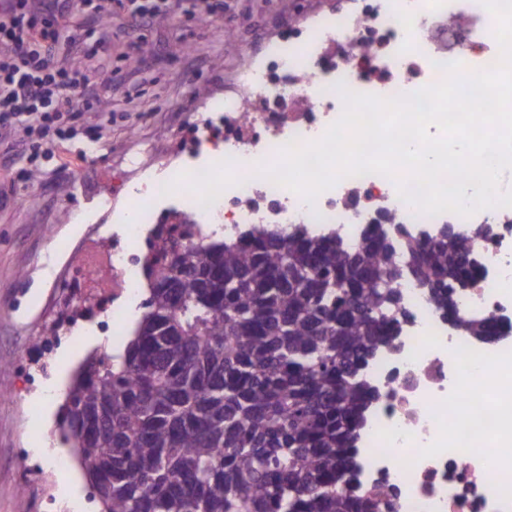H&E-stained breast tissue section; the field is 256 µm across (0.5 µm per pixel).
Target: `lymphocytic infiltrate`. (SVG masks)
Instances as JSON below:
<instances>
[{
	"label": "lymphocytic infiltrate",
	"mask_w": 512,
	"mask_h": 512,
	"mask_svg": "<svg viewBox=\"0 0 512 512\" xmlns=\"http://www.w3.org/2000/svg\"><path fill=\"white\" fill-rule=\"evenodd\" d=\"M73 6L93 12L104 25L116 9L142 19L164 8L162 0H12L0 11V129L18 134L30 162L89 134L74 121L93 92L85 66L59 63L50 51L61 42L80 44L75 29L59 24Z\"/></svg>",
	"instance_id": "obj_1"
}]
</instances>
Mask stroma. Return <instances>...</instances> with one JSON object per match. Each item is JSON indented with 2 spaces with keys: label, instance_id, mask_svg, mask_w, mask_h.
<instances>
[{
  "label": "stroma",
  "instance_id": "obj_1",
  "mask_svg": "<svg viewBox=\"0 0 512 512\" xmlns=\"http://www.w3.org/2000/svg\"><path fill=\"white\" fill-rule=\"evenodd\" d=\"M320 3L231 0V12L198 18L184 13L181 0H168L164 13L145 20L115 14L108 38L91 14L71 17L84 39L77 56L93 84L112 86L79 118L100 127L102 139L32 164L18 156L13 137L0 138V512H42L22 484L17 458L28 455L38 469L45 458L35 446L69 454L56 430L46 429L44 406L60 405L77 360L96 348L116 352L108 338L89 345L99 332L93 322L80 334L44 339L66 306L71 254L124 231L112 214L129 197L113 196V183L136 187L128 176L133 161L157 169L177 131L196 118L197 104L223 90L263 32Z\"/></svg>",
  "mask_w": 512,
  "mask_h": 512
}]
</instances>
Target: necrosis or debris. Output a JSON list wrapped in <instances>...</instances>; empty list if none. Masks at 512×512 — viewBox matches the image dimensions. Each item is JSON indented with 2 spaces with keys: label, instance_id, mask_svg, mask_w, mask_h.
I'll list each match as a JSON object with an SVG mask.
<instances>
[{
  "label": "necrosis or debris",
  "instance_id": "1",
  "mask_svg": "<svg viewBox=\"0 0 512 512\" xmlns=\"http://www.w3.org/2000/svg\"><path fill=\"white\" fill-rule=\"evenodd\" d=\"M495 26L480 0H338L328 14L299 18L246 68L250 99L210 98L206 124L181 133L178 168L193 191L164 212L162 186L143 184L118 217L125 234L73 256L69 331L97 320L121 344L146 260L166 239L191 245L198 233L230 236L252 224L333 229L351 245L372 224L401 225L416 243L445 224L475 233L482 271L458 310L509 332L477 341L413 276L400 280L399 338L367 371L384 397L369 413L360 479L393 492L398 512H512V447L499 441L500 420L512 410V207L429 216L380 174L344 177L310 203L256 174L259 163L277 162L285 143L323 136L343 111L337 84L393 98L440 82L450 62L468 72L492 67ZM203 155L223 157V181L197 164Z\"/></svg>",
  "mask_w": 512,
  "mask_h": 512
}]
</instances>
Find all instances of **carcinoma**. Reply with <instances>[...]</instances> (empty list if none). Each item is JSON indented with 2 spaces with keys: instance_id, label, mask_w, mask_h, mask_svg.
Returning a JSON list of instances; mask_svg holds the SVG:
<instances>
[{
  "instance_id": "1",
  "label": "carcinoma",
  "mask_w": 512,
  "mask_h": 512,
  "mask_svg": "<svg viewBox=\"0 0 512 512\" xmlns=\"http://www.w3.org/2000/svg\"><path fill=\"white\" fill-rule=\"evenodd\" d=\"M399 232L373 224L350 248L255 225L172 253L123 351L87 360L61 407L102 512H396L357 448L381 398L364 370L401 324ZM409 249L442 312L486 338L454 302L479 275L471 237Z\"/></svg>"
}]
</instances>
